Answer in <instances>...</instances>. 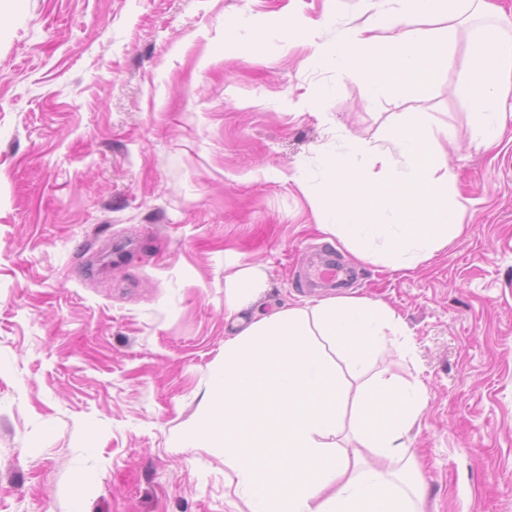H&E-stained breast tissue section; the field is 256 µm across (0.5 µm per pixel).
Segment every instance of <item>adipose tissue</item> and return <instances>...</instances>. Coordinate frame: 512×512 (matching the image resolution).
Listing matches in <instances>:
<instances>
[{"mask_svg": "<svg viewBox=\"0 0 512 512\" xmlns=\"http://www.w3.org/2000/svg\"><path fill=\"white\" fill-rule=\"evenodd\" d=\"M403 334L395 310L368 298L255 312L224 342L191 447L223 449L245 512H424L408 445L424 384L382 370L348 414L337 371L342 363L364 372L392 349L408 356ZM346 429L355 447L333 452ZM370 455L377 466H368Z\"/></svg>", "mask_w": 512, "mask_h": 512, "instance_id": "ef3b65f1", "label": "adipose tissue"}]
</instances>
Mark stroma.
I'll list each match as a JSON object with an SVG mask.
<instances>
[{"mask_svg": "<svg viewBox=\"0 0 512 512\" xmlns=\"http://www.w3.org/2000/svg\"><path fill=\"white\" fill-rule=\"evenodd\" d=\"M365 0H19L0 27V512H235L219 448H191L224 341L227 280L257 267L272 313L297 284L344 138L406 113L453 128L463 229L417 268L355 262L427 405L409 434L426 512H512V90L472 143L458 28L433 91L366 101L316 64ZM302 20L309 41L292 29ZM331 96H324V89Z\"/></svg>", "mask_w": 512, "mask_h": 512, "instance_id": "obj_1", "label": "stroma"}]
</instances>
